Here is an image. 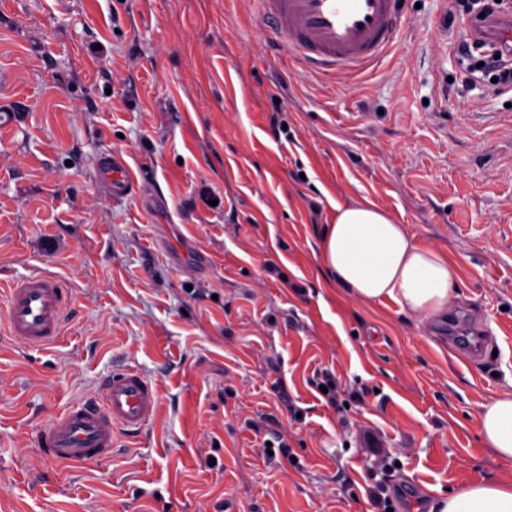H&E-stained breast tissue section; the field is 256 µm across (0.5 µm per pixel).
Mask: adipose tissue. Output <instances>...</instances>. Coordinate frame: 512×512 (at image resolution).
I'll list each match as a JSON object with an SVG mask.
<instances>
[{"label":"adipose tissue","mask_w":512,"mask_h":512,"mask_svg":"<svg viewBox=\"0 0 512 512\" xmlns=\"http://www.w3.org/2000/svg\"><path fill=\"white\" fill-rule=\"evenodd\" d=\"M339 286L364 303L390 300L401 312L428 318L445 314L455 274L444 256L417 243L405 225L370 200L337 205L314 253ZM480 438L503 460L512 461V391L484 405ZM429 512H512V481L458 488Z\"/></svg>","instance_id":"obj_1"}]
</instances>
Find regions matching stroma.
<instances>
[{"instance_id": "35a3bbf8", "label": "stroma", "mask_w": 512, "mask_h": 512, "mask_svg": "<svg viewBox=\"0 0 512 512\" xmlns=\"http://www.w3.org/2000/svg\"><path fill=\"white\" fill-rule=\"evenodd\" d=\"M404 12L344 81L291 63L256 0H0V315L35 270L70 295L53 343L0 334V512H370L399 483L427 512L512 477L478 434L512 387V83L471 70L466 0ZM113 150L140 193H99ZM364 196L447 257L448 316L321 269ZM128 368L157 390L143 431L43 458L35 430Z\"/></svg>"}]
</instances>
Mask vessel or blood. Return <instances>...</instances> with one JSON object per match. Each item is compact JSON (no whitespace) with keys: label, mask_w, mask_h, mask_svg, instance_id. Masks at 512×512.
<instances>
[{"label":"vessel or blood","mask_w":512,"mask_h":512,"mask_svg":"<svg viewBox=\"0 0 512 512\" xmlns=\"http://www.w3.org/2000/svg\"><path fill=\"white\" fill-rule=\"evenodd\" d=\"M274 39L313 72L354 76L377 64L392 48L403 14L402 0H259ZM98 187L110 198L137 193L138 181L118 152L98 162ZM68 292L54 274L37 271L14 282L0 323L8 336L32 345L62 332ZM157 392L137 371L108 376L93 401L73 406L40 427L41 455L82 465L111 458L119 433H136L152 419Z\"/></svg>","instance_id":"b4317fda"}]
</instances>
